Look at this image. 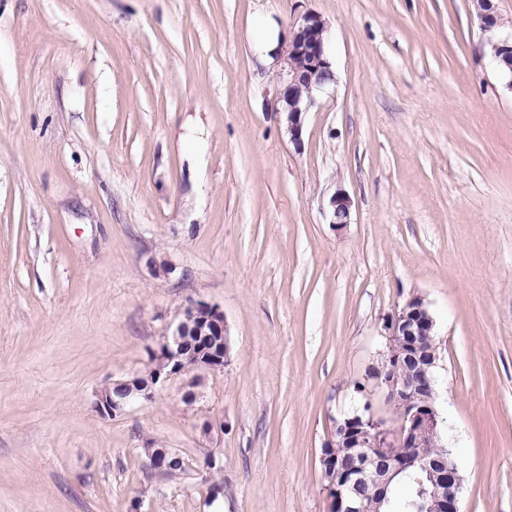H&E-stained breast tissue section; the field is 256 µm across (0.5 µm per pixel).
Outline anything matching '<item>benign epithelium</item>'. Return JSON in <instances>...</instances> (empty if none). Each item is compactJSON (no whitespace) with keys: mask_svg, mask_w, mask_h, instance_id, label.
Masks as SVG:
<instances>
[{"mask_svg":"<svg viewBox=\"0 0 512 512\" xmlns=\"http://www.w3.org/2000/svg\"><path fill=\"white\" fill-rule=\"evenodd\" d=\"M485 43L496 60L508 67L504 76L512 90V30L499 19L491 0H476ZM328 26L319 14L308 12L291 27L288 41L275 52L278 63L274 111L284 115L290 140L301 145L303 114L314 104L313 92L335 81L327 53ZM330 224L342 230L352 221V202L338 191L329 200ZM391 365L384 378L375 380L388 406L386 421L367 412L336 422L321 451L324 490L330 512H393L386 496L391 478L413 471L429 480L423 502L415 512H459L462 485L459 466L448 455L417 454L423 438H441L442 419L436 405L434 370L440 360L435 320L424 300L410 298L385 325ZM230 338L224 312L204 302H191L179 312V321L152 362L159 364L149 378L135 373L115 380L97 393L96 408L103 416H116L141 400L153 397L157 386L191 371H220L227 364ZM348 449V461L337 465L334 448ZM155 470L175 469L180 457L166 448H147Z\"/></svg>","mask_w":512,"mask_h":512,"instance_id":"1","label":"benign epithelium"}]
</instances>
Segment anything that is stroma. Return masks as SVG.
<instances>
[{
  "mask_svg": "<svg viewBox=\"0 0 512 512\" xmlns=\"http://www.w3.org/2000/svg\"><path fill=\"white\" fill-rule=\"evenodd\" d=\"M310 11L336 81L297 145L257 42ZM414 296L459 510L512 512V89L473 0H0V512H329L321 448ZM191 301L224 370L100 415ZM330 224L336 230L352 224V202L344 191H338L329 200ZM144 453L148 459V463L155 470L166 472L174 470L177 465V461L180 460V457L182 458V463L178 471L185 469L183 456L179 454V457L176 453L168 450L167 448H145Z\"/></svg>",
  "mask_w": 512,
  "mask_h": 512,
  "instance_id": "stroma-1",
  "label": "stroma"
}]
</instances>
